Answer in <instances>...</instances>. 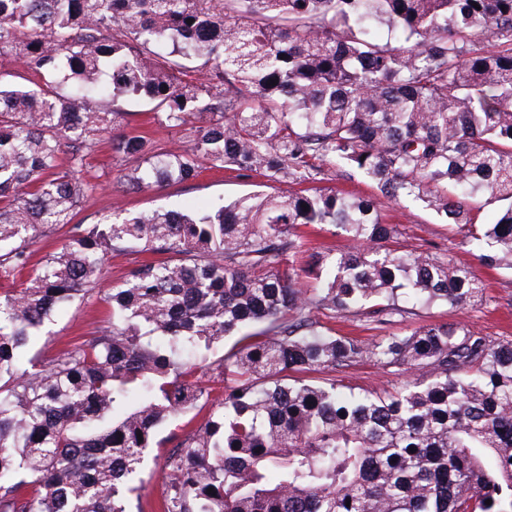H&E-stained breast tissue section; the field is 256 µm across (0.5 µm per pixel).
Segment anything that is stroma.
Segmentation results:
<instances>
[{
	"instance_id": "obj_1",
	"label": "stroma",
	"mask_w": 512,
	"mask_h": 512,
	"mask_svg": "<svg viewBox=\"0 0 512 512\" xmlns=\"http://www.w3.org/2000/svg\"><path fill=\"white\" fill-rule=\"evenodd\" d=\"M137 165L136 159L115 154L111 136H104L85 157L84 168L92 188L79 205L74 217L75 223L95 224L110 216L155 209L186 211L205 206L219 198L230 201L252 191L274 192L282 188L281 183L260 176L240 177L230 169H207L186 182L134 192L123 185L122 177ZM324 185L358 196H376L383 222L396 227L398 239L407 250L440 258L451 257L455 265L471 268L485 285L483 302L463 308L436 303L419 309L417 315L403 318L397 316L382 326L366 320L358 313L341 316L325 310L318 314L325 328L335 334L348 333L371 342L383 336H403L426 324L462 321L492 338L512 339V270L483 266L478 259L477 247L458 245L454 225L446 223L419 203H397L377 196L375 186L363 175L348 178L331 173ZM108 315L109 307L102 292H93L70 302L56 313L46 330L34 337L25 354V368L35 369L41 361L103 329L107 325ZM336 378L344 386L378 390L400 386L408 381L409 376L381 369L370 362H362L338 369ZM172 451L170 444L149 449L142 482L131 502L132 512H157V505L166 488L165 461Z\"/></svg>"
}]
</instances>
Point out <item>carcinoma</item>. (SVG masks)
<instances>
[{"instance_id":"carcinoma-1","label":"carcinoma","mask_w":512,"mask_h":512,"mask_svg":"<svg viewBox=\"0 0 512 512\" xmlns=\"http://www.w3.org/2000/svg\"><path fill=\"white\" fill-rule=\"evenodd\" d=\"M3 55L50 81L0 76V512H128L159 429L206 406L196 366L234 334L216 361L224 400L168 457L161 512H512V339L456 322L367 343L316 319L356 308L387 324L416 315L404 294L475 304L481 280L387 247L374 199L314 187L360 173L512 269V0H0ZM130 101L187 131L162 152L113 139L141 162L131 190L202 161L308 188L75 224L32 263L35 237L90 189L86 154L132 124ZM494 204L496 223H477ZM308 225L360 243L318 258L312 293ZM137 248L162 259L105 293L110 325L22 368L35 332ZM362 361L412 380L344 392L327 377Z\"/></svg>"}]
</instances>
